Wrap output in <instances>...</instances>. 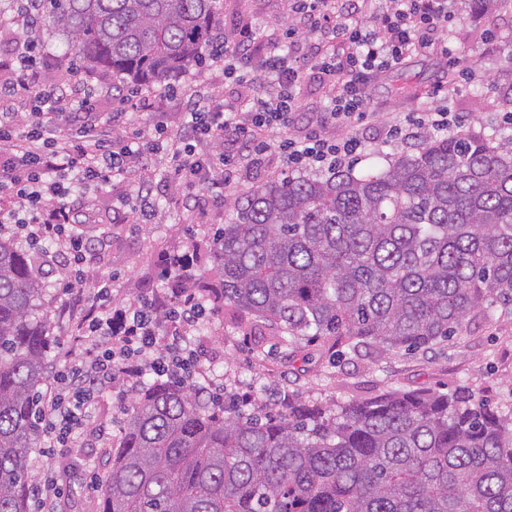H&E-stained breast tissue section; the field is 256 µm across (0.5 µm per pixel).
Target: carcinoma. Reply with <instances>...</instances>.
<instances>
[{"mask_svg":"<svg viewBox=\"0 0 512 512\" xmlns=\"http://www.w3.org/2000/svg\"><path fill=\"white\" fill-rule=\"evenodd\" d=\"M486 16L512 0H467ZM221 0H40L73 75L161 82L204 57ZM212 241L227 305L300 351H425L512 305V141L463 129L380 172L336 170L229 201ZM36 255L0 240V512H29L52 349ZM218 414L155 379L124 408L99 512H512V413L464 390L388 392L276 416Z\"/></svg>","mask_w":512,"mask_h":512,"instance_id":"carcinoma-1","label":"carcinoma"}]
</instances>
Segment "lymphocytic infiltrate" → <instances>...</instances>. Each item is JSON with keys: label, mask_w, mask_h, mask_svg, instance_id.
<instances>
[{"label": "lymphocytic infiltrate", "mask_w": 512, "mask_h": 512, "mask_svg": "<svg viewBox=\"0 0 512 512\" xmlns=\"http://www.w3.org/2000/svg\"><path fill=\"white\" fill-rule=\"evenodd\" d=\"M38 0H16L7 29H18L10 64L0 65V234L33 249L51 242L49 261L69 275L73 305L86 309L84 334L100 351L70 357L53 380L57 391L43 405L49 447L68 452L77 445L89 403L125 384L136 390L145 374L193 379L202 354L188 338L207 316L203 297L190 289L194 279L189 253L164 259V274L177 281L171 295L144 293L128 305L112 303V279L100 277L84 288V264L92 247L75 225L90 221L87 195L121 180L134 187L131 212L136 223H152L157 185L152 154L166 152L182 178L189 216L210 200L201 189L232 183L241 168L279 153L290 169L348 166L366 143L350 127L366 122L367 91L373 80L411 55H448L441 26L450 21L448 0H290L288 51H265L251 26L238 25L231 37L211 48L224 79L258 81L260 89L230 101L190 87L177 127L155 113L151 130L125 135L127 112H101L98 93L74 81H44L36 64L41 46L22 37L36 21ZM328 91L329 107L302 135L273 139L274 131L298 123L297 89L307 78ZM74 109L62 111L64 98ZM465 123L448 105H429L391 125L383 145L419 137L448 135ZM349 132L338 137L333 127Z\"/></svg>", "instance_id": "lymphocytic-infiltrate-1"}]
</instances>
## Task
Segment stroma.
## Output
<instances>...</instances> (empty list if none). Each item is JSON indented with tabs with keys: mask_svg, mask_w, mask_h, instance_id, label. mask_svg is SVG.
I'll list each match as a JSON object with an SVG mask.
<instances>
[{
	"mask_svg": "<svg viewBox=\"0 0 512 512\" xmlns=\"http://www.w3.org/2000/svg\"><path fill=\"white\" fill-rule=\"evenodd\" d=\"M449 6L452 55L448 61L433 55L411 56L370 85L368 109L374 117L371 124L357 128L368 148L354 164V173L385 168L402 153L399 145L379 147L380 136L387 126L399 123L425 101L427 93L447 72L456 76L448 102L464 116L466 130L494 144L512 135V130L500 127L496 120L497 112L512 97V13L497 12L491 21L472 13L463 0H449ZM224 18L251 21L266 49L284 45V0H224ZM471 67L483 72V80L460 77V70ZM193 76L215 96L229 97L242 91L241 86L225 85L221 70L190 66L161 84L169 92L163 106L169 114V125L178 122L182 109L179 92ZM288 175L283 159L273 152L261 168L243 169L240 182L225 188L224 195L243 196L259 185ZM130 193L127 185L116 182L93 197L98 234L105 244L88 269L89 277L114 276L115 299L126 304L148 290L166 293L170 283L160 275L164 254L194 253L198 277L193 286L202 290L208 309L205 332L191 336L203 354L194 383L210 391L221 387L228 392L250 394L251 403L244 407V414L276 413L279 401L288 394L336 405L364 401L389 390L445 392L460 387L502 412H512L511 311L493 305L487 314L463 325L456 336L431 352L380 354L367 349L360 355L338 359L326 347L307 343L300 355L292 357L278 340L276 327L212 298L211 290L218 285L213 273L212 240L217 228L230 222L232 210L226 206L208 207L197 223L191 224L186 220L180 194L166 191L158 199L156 223L137 225L114 219L113 203ZM63 277L59 268H49L43 298L58 339L50 354L57 368L64 366L68 354L85 356L94 351L83 334L79 309L60 288ZM119 405L120 400L113 393L91 403L89 419L105 431L101 441L74 449L64 458L40 447L30 454L35 475L51 472L69 485L68 512H96V486L107 474L112 441L120 429Z\"/></svg>",
	"mask_w": 512,
	"mask_h": 512,
	"instance_id": "obj_1",
	"label": "stroma"
}]
</instances>
